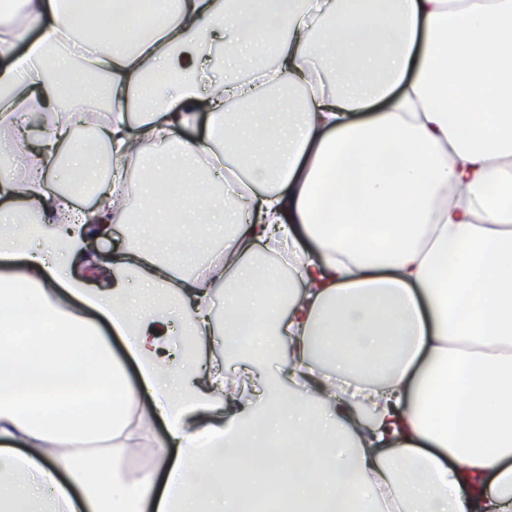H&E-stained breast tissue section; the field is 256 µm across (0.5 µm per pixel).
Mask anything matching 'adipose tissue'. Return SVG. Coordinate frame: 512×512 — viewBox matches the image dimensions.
<instances>
[{"instance_id": "adipose-tissue-1", "label": "adipose tissue", "mask_w": 512, "mask_h": 512, "mask_svg": "<svg viewBox=\"0 0 512 512\" xmlns=\"http://www.w3.org/2000/svg\"><path fill=\"white\" fill-rule=\"evenodd\" d=\"M215 43L277 66L216 82ZM287 79L306 90L293 119L230 112ZM91 115L112 169L88 143L57 191V148ZM201 117L205 137L183 138ZM0 125L39 138L0 170V260L22 262L0 273V512H243L264 488L215 468L246 463L298 488L268 512H512V0H172L148 36L75 25L68 0H0ZM227 172L243 191L213 195ZM133 189L146 225L233 215L223 250L184 278L155 250L188 239L146 236L94 260L110 286L68 276ZM277 244L301 282L287 301L260 260ZM217 284L225 352L280 362L303 395L257 374L254 407L203 360ZM176 324L189 348L170 356ZM160 416L180 450L161 496L154 472L113 476L131 449L166 457Z\"/></svg>"}]
</instances>
